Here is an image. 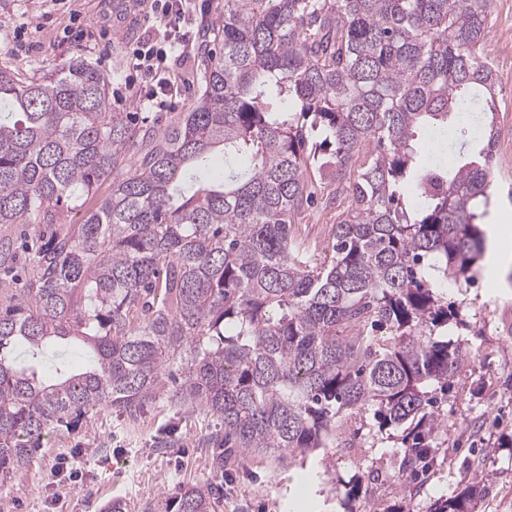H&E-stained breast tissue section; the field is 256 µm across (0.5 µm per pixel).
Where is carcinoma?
<instances>
[{"instance_id":"cac0c4a2","label":"carcinoma","mask_w":512,"mask_h":512,"mask_svg":"<svg viewBox=\"0 0 512 512\" xmlns=\"http://www.w3.org/2000/svg\"><path fill=\"white\" fill-rule=\"evenodd\" d=\"M492 4L224 0L200 94L140 125L80 58L39 78L0 65V225L51 231L0 301V481L99 405L157 403L207 412V447L244 455L334 448L368 410L413 424L402 472L427 474L436 394L469 360L431 340L448 326L442 290L484 252L494 199ZM426 131L452 135L435 161ZM318 190L343 206L323 262L292 230ZM18 251L0 234L1 273ZM62 342L89 364L49 358ZM484 492L428 512H473ZM215 505L190 486L148 512Z\"/></svg>"}]
</instances>
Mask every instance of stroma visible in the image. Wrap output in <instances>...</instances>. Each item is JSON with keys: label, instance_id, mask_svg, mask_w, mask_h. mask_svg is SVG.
<instances>
[{"label": "stroma", "instance_id": "35a3bbf8", "mask_svg": "<svg viewBox=\"0 0 512 512\" xmlns=\"http://www.w3.org/2000/svg\"><path fill=\"white\" fill-rule=\"evenodd\" d=\"M114 2L0 0V64L39 77L81 57L111 73L113 110L140 111L127 58L157 40L161 26L146 5L127 33ZM490 23L484 56L502 88L496 130L512 142V0H494ZM335 222V209L318 201L297 225L315 257L327 254ZM470 275L448 289L455 316L447 339L472 357L441 399L430 441L436 463L413 491H405L400 471L406 427H381L371 417L348 422V447L283 460L228 451L219 468L216 449L204 444L215 426L209 415L161 404L133 420L102 406L76 430L44 436L29 464L0 483V512H104L117 498L128 512H145L159 494L194 484L219 486L216 512H353L368 498L380 512H427L436 499L477 482L487 489L477 512H512V271L499 280L478 262ZM172 427L179 447H157Z\"/></svg>", "mask_w": 512, "mask_h": 512}]
</instances>
